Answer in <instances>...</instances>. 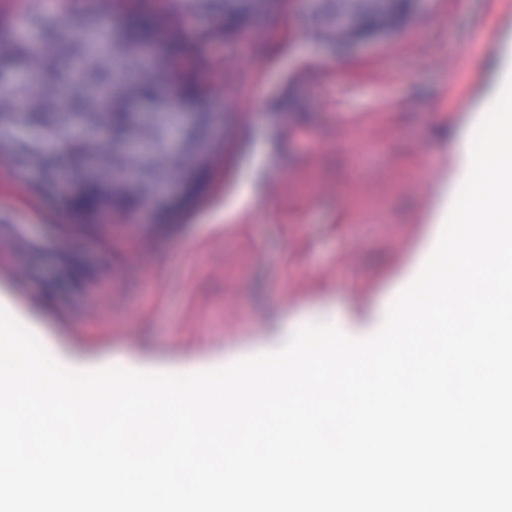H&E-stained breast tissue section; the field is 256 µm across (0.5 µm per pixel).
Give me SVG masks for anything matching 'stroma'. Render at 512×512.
Here are the masks:
<instances>
[{
	"mask_svg": "<svg viewBox=\"0 0 512 512\" xmlns=\"http://www.w3.org/2000/svg\"><path fill=\"white\" fill-rule=\"evenodd\" d=\"M136 2L192 43L181 65L213 115L203 175L183 199L83 214L64 202L69 153L32 165L28 132L11 129L0 303L78 371L206 368L276 350L302 324L376 333L442 231L452 134L512 76V0H418L399 32L346 46L336 0H271L229 32L224 0ZM23 13L66 36L125 20L120 0H27Z\"/></svg>",
	"mask_w": 512,
	"mask_h": 512,
	"instance_id": "1",
	"label": "stroma"
}]
</instances>
